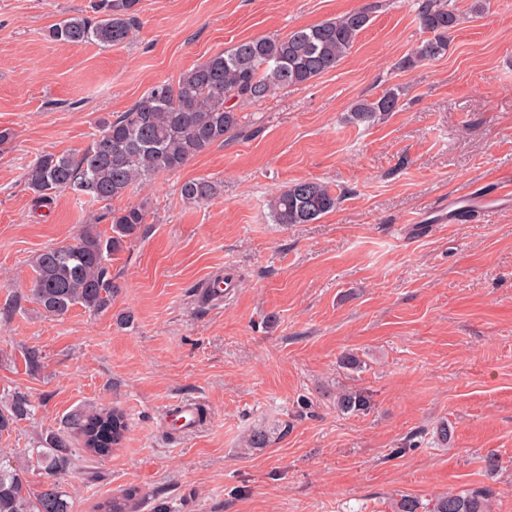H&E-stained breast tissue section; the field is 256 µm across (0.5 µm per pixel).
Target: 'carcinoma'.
<instances>
[{"label":"carcinoma","mask_w":512,"mask_h":512,"mask_svg":"<svg viewBox=\"0 0 512 512\" xmlns=\"http://www.w3.org/2000/svg\"><path fill=\"white\" fill-rule=\"evenodd\" d=\"M138 0H102L103 16L91 23L80 16L60 20L50 37L74 47L96 41L109 47L131 37L137 21ZM418 21L429 33L399 61L402 69H414L438 59L448 48V35L458 17L450 0H419ZM366 8L340 18L298 28L284 37L261 36L238 42L207 61L186 70L175 84L151 87L127 111L101 123L99 134L80 153H45L27 169L26 185L34 206L44 207L62 190L88 202H108L124 195L133 185L149 181L161 172H177L194 158L239 127L236 104L258 102L280 90L305 86L335 68L367 28ZM400 92L390 88L373 100L352 105L348 121L370 127L399 107ZM216 184L207 177L181 187L189 203L208 200ZM340 197L327 185L304 180L288 185L269 203L277 224H311L336 209ZM142 206H127L110 213L111 234L84 225L73 242L40 251L32 260L33 274L27 297L50 318H61L74 307L103 311L110 307L116 286L108 261L112 253L138 236L146 223ZM31 401L19 395L0 406V435L10 433L31 414ZM369 400L359 390L345 389L336 396L342 413H362ZM83 447L96 455L120 443L127 430L125 413L114 408L76 419ZM71 445L61 434H52L33 449L32 458L48 481L31 488L25 470L12 456L0 453V512H71L69 496L56 476L71 465ZM137 491L130 489L99 502L96 512H129ZM494 491L465 490L439 495L424 505L403 496L395 512H491Z\"/></svg>","instance_id":"1"}]
</instances>
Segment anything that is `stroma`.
<instances>
[{
    "mask_svg": "<svg viewBox=\"0 0 512 512\" xmlns=\"http://www.w3.org/2000/svg\"><path fill=\"white\" fill-rule=\"evenodd\" d=\"M99 3L0 0V129L12 132L0 145V403L34 407L0 448L41 487L30 449L117 407L120 445L98 456L75 442L58 477L72 512L125 489L138 512H394L403 494L485 485L493 512H512V203L452 224L438 213L512 179V0H451L446 54L411 70L397 63L424 36L417 0H139L123 44L51 40L63 18L98 20ZM360 7L370 23L336 68L237 105L238 136L110 202L63 191L34 209L30 163L82 151L151 86ZM392 87L398 111L348 122L351 105ZM201 176L217 194L185 203L182 185ZM301 180L327 183L336 209L274 223L270 199ZM131 204L148 219L109 259L111 306L45 317L24 292L32 257L82 225L109 230ZM217 273L228 294L204 298ZM348 352L360 371L339 368ZM343 387L369 410L340 413ZM184 399L207 416L178 435L164 413ZM254 429L265 447H246Z\"/></svg>",
    "mask_w": 512,
    "mask_h": 512,
    "instance_id": "1",
    "label": "stroma"
}]
</instances>
